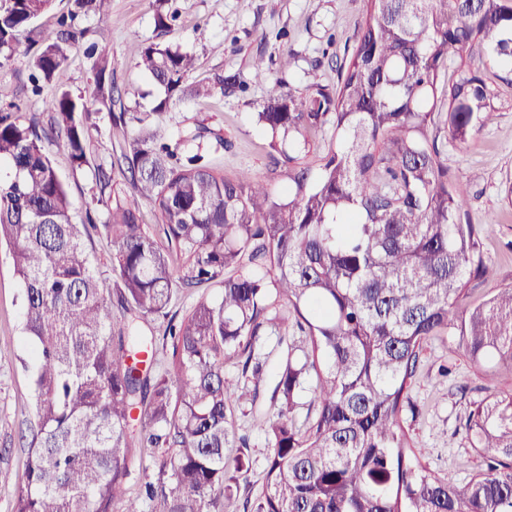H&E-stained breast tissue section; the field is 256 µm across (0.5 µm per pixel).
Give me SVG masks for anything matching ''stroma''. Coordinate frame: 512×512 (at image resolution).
I'll use <instances>...</instances> for the list:
<instances>
[{
    "label": "stroma",
    "mask_w": 512,
    "mask_h": 512,
    "mask_svg": "<svg viewBox=\"0 0 512 512\" xmlns=\"http://www.w3.org/2000/svg\"><path fill=\"white\" fill-rule=\"evenodd\" d=\"M178 13L171 28L155 26L150 0H106L103 15L88 19L89 31L104 26L110 32L114 83L134 112H148L156 93L152 80L136 68L141 48L150 42L182 47L198 59L192 79L213 84L216 77H237L235 85L209 96L186 99L161 117V133L174 137L199 125L219 131L224 148L213 156L225 178L249 171L272 187L285 182L279 156L269 147L268 133L256 114L273 83L304 90L313 79L336 87V64L352 51L366 12L365 0H173ZM264 58L267 77L253 79L251 63ZM29 61L18 57L0 67V83L14 88L19 112L46 121L44 99L55 89L89 95L93 75L82 51H74L42 95H33L28 82ZM448 171L466 184L468 208L478 224L484 253L494 275L473 280L468 294L475 303L493 289L512 283V203L502 185L512 180V108L497 113L465 144L439 140ZM56 172L73 203L74 222H83L88 207L105 216L104 206L92 204V175L71 166L61 144L48 146ZM21 294L12 259L0 249V512H11L24 478L27 443L35 429L34 391L28 353L21 334ZM512 376L476 369L457 337L441 335L422 345L408 397L411 410L402 425L415 444L423 466L452 483L478 473L483 455L472 447L465 431L468 415L487 396L511 393ZM270 391H262L237 421V435L246 436L252 460L250 491L262 483L267 452L266 427L273 414Z\"/></svg>",
    "instance_id": "stroma-1"
}]
</instances>
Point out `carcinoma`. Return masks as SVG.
<instances>
[{
    "label": "carcinoma",
    "mask_w": 512,
    "mask_h": 512,
    "mask_svg": "<svg viewBox=\"0 0 512 512\" xmlns=\"http://www.w3.org/2000/svg\"><path fill=\"white\" fill-rule=\"evenodd\" d=\"M53 0H0V67L29 59L40 94L105 0H70L54 38H37ZM153 0L155 23L175 20ZM85 55L92 99L59 90L42 126L0 113V244L22 293L32 349L36 431L12 512H512V394L470 413L466 433L485 469L450 484L413 463L401 416L423 342L448 333L478 369L512 375V283L465 303L491 274L438 136L464 144L508 105L512 0H367L338 86L274 84L258 123L284 158L280 189L249 173L230 181L209 156L224 138L204 127L175 143L154 128L177 103L214 91L189 82L195 57L147 44L136 67L159 89L150 112H130L109 69L108 29ZM498 66L485 79L472 63ZM448 100V114L437 111ZM123 135L110 167L93 155L101 111ZM330 126L322 163L305 161L308 134ZM62 140L90 170L86 221L109 245L115 299L105 296L72 221V202L45 143ZM130 190L115 192L116 177ZM152 204L163 240L140 222ZM204 290L180 319L179 287ZM219 289L210 296L206 290ZM166 318L160 336L129 335ZM276 366L259 493L240 496L251 462L235 436L236 406L268 377L264 336L283 343ZM238 368L230 378L225 369ZM150 448L145 500L127 495L131 447ZM237 448L233 458L225 449Z\"/></svg>",
    "instance_id": "carcinoma-1"
}]
</instances>
